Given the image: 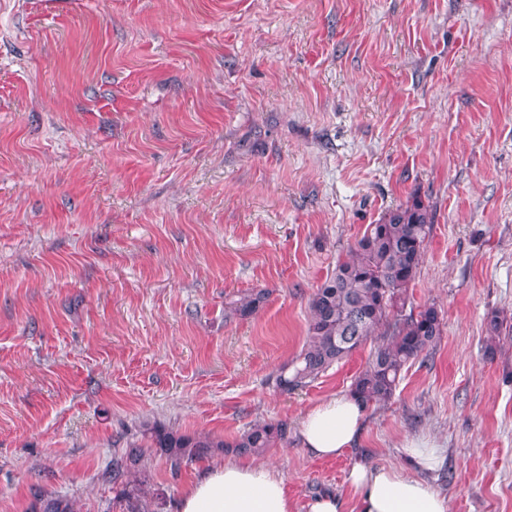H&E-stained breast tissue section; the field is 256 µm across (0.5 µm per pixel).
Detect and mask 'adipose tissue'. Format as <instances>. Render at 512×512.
<instances>
[{
	"mask_svg": "<svg viewBox=\"0 0 512 512\" xmlns=\"http://www.w3.org/2000/svg\"><path fill=\"white\" fill-rule=\"evenodd\" d=\"M365 407L348 395L309 409L301 421V444L310 456L333 459L350 449L360 434ZM404 466L354 463L348 483L357 493V512H448V499L426 478L444 461L436 443L406 444ZM178 512H294L285 482L274 467L260 462L215 461L186 489Z\"/></svg>",
	"mask_w": 512,
	"mask_h": 512,
	"instance_id": "ef3b65f1",
	"label": "adipose tissue"
}]
</instances>
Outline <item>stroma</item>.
Instances as JSON below:
<instances>
[{"instance_id":"obj_1","label":"stroma","mask_w":512,"mask_h":512,"mask_svg":"<svg viewBox=\"0 0 512 512\" xmlns=\"http://www.w3.org/2000/svg\"><path fill=\"white\" fill-rule=\"evenodd\" d=\"M414 195L434 222L408 301L443 335L352 448L312 458L303 415L370 349L288 394L274 376L337 259ZM249 289L265 304L230 315ZM494 311L512 327V0H0V512H125L105 470L128 448L174 512L210 461L172 471L150 428L277 421L262 459L295 512H355L353 463L423 437L449 512H512Z\"/></svg>"}]
</instances>
